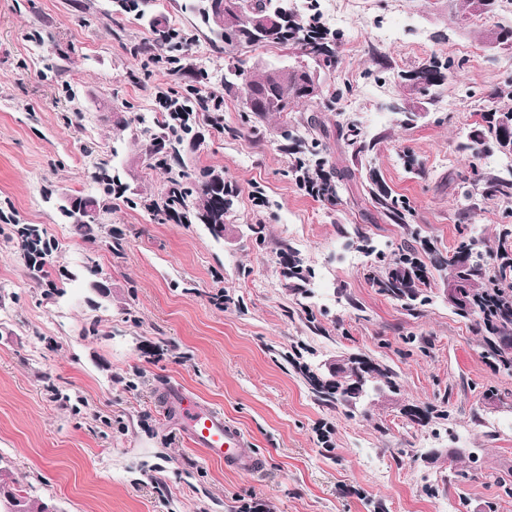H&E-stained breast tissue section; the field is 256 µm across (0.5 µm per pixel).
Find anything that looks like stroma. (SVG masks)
Here are the masks:
<instances>
[{"label":"stroma","mask_w":512,"mask_h":512,"mask_svg":"<svg viewBox=\"0 0 512 512\" xmlns=\"http://www.w3.org/2000/svg\"><path fill=\"white\" fill-rule=\"evenodd\" d=\"M184 3L0 0V465L61 512H512V373L445 301L443 273L411 308L372 280L406 247L428 263L474 238L497 246L512 223V206L470 182L475 167L511 174L512 156L459 148L484 125L486 92L512 106V47H486V20H462V0H318L341 37L323 81L341 96L261 121L225 92L232 58ZM158 20L188 44L154 46ZM434 58L453 60L452 79L424 94L405 85ZM195 89L223 109L195 111L192 138L159 165L140 137L156 94ZM312 115L319 156L348 174L332 199L298 179L296 163L311 171L319 156L289 155L277 135ZM350 121L368 151L346 145ZM103 166L126 191L88 239L58 207L103 196ZM204 167L237 191L220 239L148 207L171 173ZM375 180L405 202L404 222L373 206ZM19 224L56 242L49 280L32 278ZM112 233L122 254L106 246ZM287 252L311 270L307 290ZM104 279L105 298L91 288ZM352 354L390 369L397 391L368 389L352 408L314 392L308 373ZM167 387L223 412L264 471L235 473L192 447L159 403ZM408 406L447 416L414 424ZM431 448L448 458H426Z\"/></svg>","instance_id":"stroma-1"}]
</instances>
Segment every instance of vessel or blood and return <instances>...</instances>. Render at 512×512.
Wrapping results in <instances>:
<instances>
[{
	"label": "vessel or blood",
	"mask_w": 512,
	"mask_h": 512,
	"mask_svg": "<svg viewBox=\"0 0 512 512\" xmlns=\"http://www.w3.org/2000/svg\"><path fill=\"white\" fill-rule=\"evenodd\" d=\"M165 401L175 410L193 447L202 449L209 458L223 462L230 470L256 473L263 469V460L249 452L244 434L225 420L222 413L201 405L178 389L168 390Z\"/></svg>",
	"instance_id": "vessel-or-blood-1"
}]
</instances>
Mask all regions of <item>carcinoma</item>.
<instances>
[{"mask_svg":"<svg viewBox=\"0 0 512 512\" xmlns=\"http://www.w3.org/2000/svg\"><path fill=\"white\" fill-rule=\"evenodd\" d=\"M249 8L262 14H269L279 24L264 34H256L250 27L243 26L235 31H227L215 25L212 11L207 0H197L191 5L201 22L207 26L215 37L224 43V48L234 49L238 46H289L303 57L310 54L318 56L316 66L323 72L336 68L337 41L339 36L324 29L315 15L305 17L288 8V0H243ZM302 78L286 73L274 81L261 79L251 87L256 97L257 111L255 115L264 118L270 112H286L293 105L303 101L299 96V84ZM316 118H306L301 126L287 127L281 137L288 141V150L301 149L309 144L312 131L316 128ZM191 133L187 126L179 127L167 116L160 127V132L143 130L141 137L147 142L149 150L160 152L170 144H182L184 138ZM497 136L494 123L477 131L470 137V143L461 146L463 150L472 151L476 157L481 156L480 146L484 139ZM474 185L481 187L482 194L489 198H497L512 202V177L505 178L493 172H482L478 167L472 169ZM186 175L179 173L170 177L169 189L165 194L166 209L188 207V198L196 200L194 218L202 224H222L224 216L233 209L235 193L226 187L220 199L214 198L216 180H224L223 172L212 168H203L193 182V186L184 184ZM370 198L376 207L391 219L404 220L402 206L379 186L370 188ZM85 201L95 209V215L77 227L87 236L95 233L100 224L101 215L110 211L105 201L87 197ZM17 233L24 238L27 249L41 257L39 263L32 266L34 277H49L46 257L51 255L54 246L44 239L36 227L25 225L17 228ZM460 252L467 254V263L460 266L455 258H444L437 255L433 258L434 268L446 272V278L455 280L465 290V304L456 312L464 318L477 317L479 326L484 333L483 340L490 355L497 364L507 371H512V352L502 351L501 343L512 340V255L495 254L479 240L463 246ZM379 290L397 300L413 302L422 294V286L427 284L426 267L416 258L403 256L386 263L382 272L373 277ZM308 379L313 389L343 405L355 406L365 393L366 385L357 386L352 372L341 376H332L326 380L311 373ZM16 505L15 512H47L48 504L26 495L16 486L7 468L0 466V512H3V500Z\"/></svg>","mask_w":512,"mask_h":512,"instance_id":"1","label":"carcinoma"}]
</instances>
